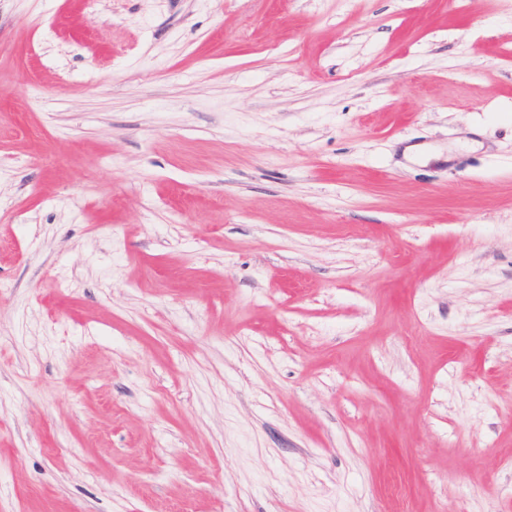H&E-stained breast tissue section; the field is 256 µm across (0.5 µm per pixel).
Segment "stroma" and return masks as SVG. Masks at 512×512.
I'll list each match as a JSON object with an SVG mask.
<instances>
[{"mask_svg": "<svg viewBox=\"0 0 512 512\" xmlns=\"http://www.w3.org/2000/svg\"><path fill=\"white\" fill-rule=\"evenodd\" d=\"M0 512H512V0H0Z\"/></svg>", "mask_w": 512, "mask_h": 512, "instance_id": "obj_1", "label": "stroma"}]
</instances>
